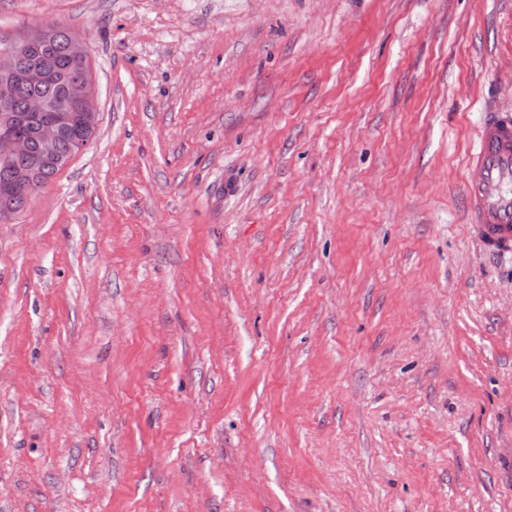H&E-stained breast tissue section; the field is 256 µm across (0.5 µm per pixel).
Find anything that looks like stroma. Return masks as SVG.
I'll return each instance as SVG.
<instances>
[{
	"instance_id": "35a3bbf8",
	"label": "stroma",
	"mask_w": 512,
	"mask_h": 512,
	"mask_svg": "<svg viewBox=\"0 0 512 512\" xmlns=\"http://www.w3.org/2000/svg\"><path fill=\"white\" fill-rule=\"evenodd\" d=\"M52 21L100 121L0 222V512H512V0H0ZM469 231L490 256L512 253V121L493 115L482 125L468 162Z\"/></svg>"
}]
</instances>
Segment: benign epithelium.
I'll return each instance as SVG.
<instances>
[{"label":"benign epithelium","mask_w":512,"mask_h":512,"mask_svg":"<svg viewBox=\"0 0 512 512\" xmlns=\"http://www.w3.org/2000/svg\"><path fill=\"white\" fill-rule=\"evenodd\" d=\"M52 35V28L45 24H34L23 29L11 47L0 53V62L8 57L23 54L41 47ZM70 58L73 66L86 69L89 51L79 37L70 41ZM56 78V71L48 63L32 65L22 73V79L31 84H46ZM65 92L68 100L78 107L76 112H60L53 109L46 100H32L25 112L13 109L12 81L0 79V160L9 161L15 157L27 156L30 166L17 173L15 178L0 190L17 195L46 168H60L70 161L60 151V143L67 131L77 128L82 134V142L89 144L99 122V113L94 111L95 102L90 85L83 80H70ZM31 120L35 123L37 149L30 142L14 133V127Z\"/></svg>","instance_id":"1"}]
</instances>
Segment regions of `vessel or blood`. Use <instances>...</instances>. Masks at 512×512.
I'll return each mask as SVG.
<instances>
[{
	"label": "vessel or blood",
	"mask_w": 512,
	"mask_h": 512,
	"mask_svg": "<svg viewBox=\"0 0 512 512\" xmlns=\"http://www.w3.org/2000/svg\"><path fill=\"white\" fill-rule=\"evenodd\" d=\"M469 231L491 256L512 253V120L493 115L468 162Z\"/></svg>",
	"instance_id": "b4317fda"
}]
</instances>
